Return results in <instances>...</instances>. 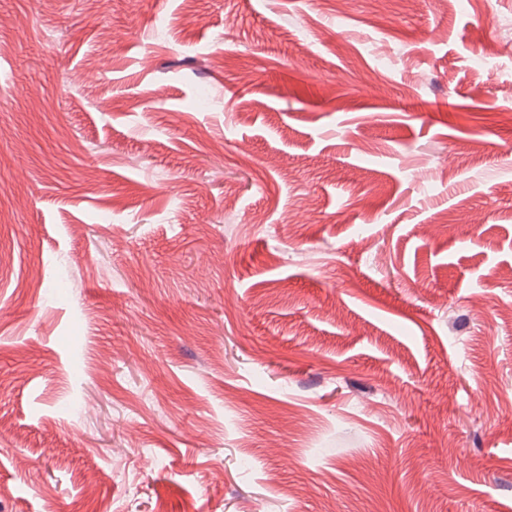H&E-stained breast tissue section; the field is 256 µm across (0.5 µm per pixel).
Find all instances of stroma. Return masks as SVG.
I'll use <instances>...</instances> for the list:
<instances>
[{"label":"stroma","instance_id":"1","mask_svg":"<svg viewBox=\"0 0 512 512\" xmlns=\"http://www.w3.org/2000/svg\"><path fill=\"white\" fill-rule=\"evenodd\" d=\"M509 42L0 0V512H512Z\"/></svg>","mask_w":512,"mask_h":512}]
</instances>
